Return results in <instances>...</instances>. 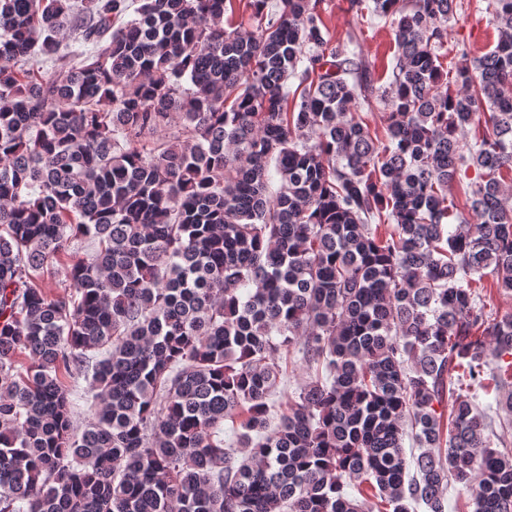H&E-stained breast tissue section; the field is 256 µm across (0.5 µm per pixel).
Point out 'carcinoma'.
<instances>
[{
  "mask_svg": "<svg viewBox=\"0 0 512 512\" xmlns=\"http://www.w3.org/2000/svg\"><path fill=\"white\" fill-rule=\"evenodd\" d=\"M139 2L0 0V512H448L451 481L512 512L478 402L512 411V315L472 288L512 293V0L453 92L458 0H349L392 26L386 87L322 0L249 29ZM380 102L382 138L353 112ZM78 238L72 291L42 286ZM477 288L476 291L480 294L485 311L492 317L501 318L512 315V294L497 290L493 286L491 277H485Z\"/></svg>",
  "mask_w": 512,
  "mask_h": 512,
  "instance_id": "cac0c4a2",
  "label": "carcinoma"
}]
</instances>
